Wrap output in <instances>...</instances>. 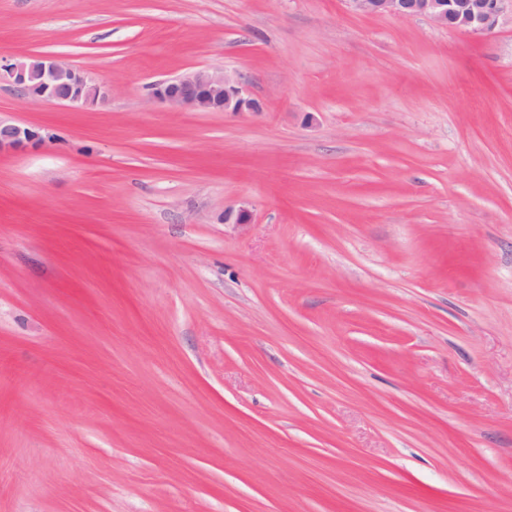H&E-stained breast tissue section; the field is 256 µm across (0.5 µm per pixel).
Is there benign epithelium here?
<instances>
[{
    "label": "benign epithelium",
    "mask_w": 512,
    "mask_h": 512,
    "mask_svg": "<svg viewBox=\"0 0 512 512\" xmlns=\"http://www.w3.org/2000/svg\"><path fill=\"white\" fill-rule=\"evenodd\" d=\"M354 11L371 16L426 17L442 28L490 34L500 23L503 0H348ZM0 81L32 102L91 107L105 100L103 85L83 70L54 56L18 58L0 54ZM154 100L196 112H260L262 102L223 71L197 70L153 85ZM42 140L34 126L0 118V155L16 153Z\"/></svg>",
    "instance_id": "1"
}]
</instances>
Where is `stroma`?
Returning a JSON list of instances; mask_svg holds the SVG:
<instances>
[{"label": "stroma", "instance_id": "stroma-1", "mask_svg": "<svg viewBox=\"0 0 512 512\" xmlns=\"http://www.w3.org/2000/svg\"><path fill=\"white\" fill-rule=\"evenodd\" d=\"M2 50L108 94L0 83V512H512V0H0ZM200 69L262 111L150 100ZM504 0H348L357 13L426 17L442 28L490 34L499 26ZM0 81L14 86L31 102L55 101L66 107H91L106 91L83 70L54 56L18 58L0 55ZM91 86V90H86ZM41 140L39 128L13 123L0 117V155L23 151Z\"/></svg>", "mask_w": 512, "mask_h": 512}]
</instances>
